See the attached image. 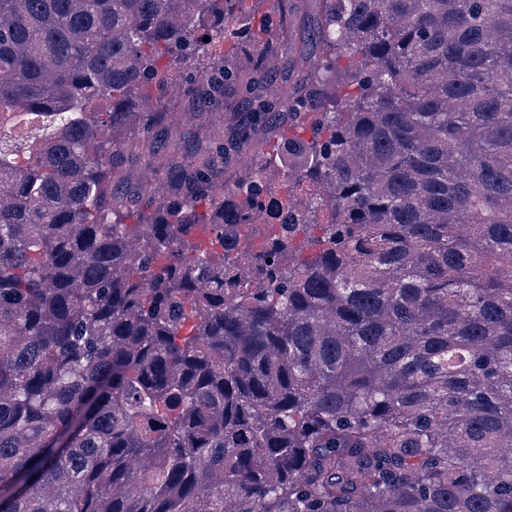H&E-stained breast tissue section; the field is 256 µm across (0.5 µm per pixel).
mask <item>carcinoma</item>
Here are the masks:
<instances>
[{"label":"carcinoma","mask_w":512,"mask_h":512,"mask_svg":"<svg viewBox=\"0 0 512 512\" xmlns=\"http://www.w3.org/2000/svg\"><path fill=\"white\" fill-rule=\"evenodd\" d=\"M249 2L0 0V512H512V0H319L286 96ZM175 85L240 122L111 219ZM276 139L277 134L273 132L265 135H259L257 140L252 144L250 150L241 158L239 162L240 167L237 169V172L235 173V171H230L226 175L224 174V190L233 187L238 173L251 169L253 165V157L255 155L269 157L271 154V147L276 143ZM243 159L245 160L243 161Z\"/></svg>","instance_id":"cac0c4a2"}]
</instances>
